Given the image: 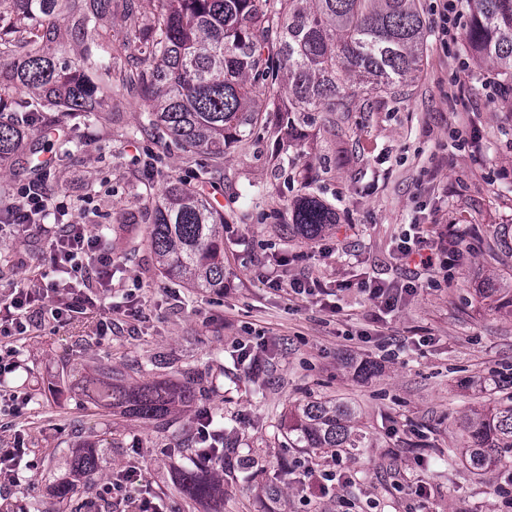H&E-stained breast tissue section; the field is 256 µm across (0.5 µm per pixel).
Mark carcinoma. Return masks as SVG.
Masks as SVG:
<instances>
[{
    "label": "carcinoma",
    "instance_id": "1",
    "mask_svg": "<svg viewBox=\"0 0 512 512\" xmlns=\"http://www.w3.org/2000/svg\"><path fill=\"white\" fill-rule=\"evenodd\" d=\"M124 22L137 33L128 68L112 66L128 44L104 27L112 0H0V166L46 171L80 147L73 132L94 124L112 136L105 99L120 88L150 102L139 132L165 151L197 163L191 180L169 181L163 198L131 213L126 224L147 225L146 243L159 274L185 288L224 287V211L209 188L224 176V154L257 129L274 125L297 139L313 112H370L404 91L424 64L429 30L420 0H123ZM465 29L467 50L512 82V0H472ZM66 21L82 51L62 63L60 23ZM26 89L27 96L13 94ZM278 118L270 119V113ZM52 132L57 150L36 161L39 143L28 131ZM336 226V212L308 193L293 207L292 232L314 240ZM480 298L494 304L511 288L488 282ZM202 377L185 372L179 384L129 385L112 375L91 377L85 389L101 409L165 429L196 397ZM357 410L347 403L308 395L288 408V443L316 454L371 447ZM463 444L448 449L475 473L512 465V395L480 401L463 417ZM188 466L177 474L185 501L224 493L212 472L213 457L232 445H191ZM95 448H76L70 478L57 488L72 504L89 500L100 468Z\"/></svg>",
    "mask_w": 512,
    "mask_h": 512
}]
</instances>
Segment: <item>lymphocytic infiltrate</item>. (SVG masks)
I'll return each mask as SVG.
<instances>
[{
	"label": "lymphocytic infiltrate",
	"instance_id": "f902f5d3",
	"mask_svg": "<svg viewBox=\"0 0 512 512\" xmlns=\"http://www.w3.org/2000/svg\"><path fill=\"white\" fill-rule=\"evenodd\" d=\"M0 211L10 217L9 223L0 225V238L14 236L21 228L34 225V216H42L38 225L49 250L50 271L54 278L52 289H64L67 299L55 300L51 314L56 322H63L85 313L93 306L96 296L112 293V255L101 247L99 236L86 225L65 221L69 212L67 202L50 199L28 185H20L11 202L0 205ZM54 216V223H46V216ZM462 236L456 231L442 234L438 240L414 234L402 239L399 253L405 261L429 270L445 264L450 247L459 246ZM43 289L16 288L0 298V372L12 371L18 366L13 348L14 340L26 333L39 313L43 302ZM142 479L138 472H117L100 489L101 495L113 496L121 512H157L152 502L142 498Z\"/></svg>",
	"mask_w": 512,
	"mask_h": 512
}]
</instances>
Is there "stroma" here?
Returning <instances> with one entry per match:
<instances>
[{"mask_svg":"<svg viewBox=\"0 0 512 512\" xmlns=\"http://www.w3.org/2000/svg\"><path fill=\"white\" fill-rule=\"evenodd\" d=\"M437 4L421 0L432 27L427 62L402 95L376 112L317 113L301 140L261 130L227 152L224 177L210 193L226 220L223 289L188 290L158 277L144 226L115 222L190 175L179 152H159L137 134L144 103L121 113L111 140L77 128L82 146L51 174L47 191L66 198L70 221L102 236L116 261L115 301L134 290L145 315L101 336L102 301L62 327L42 320L15 341L24 368L0 378V388L25 386L29 403L20 416L0 415V448L22 446L14 475L26 495L15 500L0 483V512H58L54 487L69 473L70 449L85 441L103 458L93 487L138 468L166 512H512L496 492L512 470L477 476L448 457L468 406L484 398L486 383L512 373V313L475 293L486 280L512 276V265L487 255L494 229L512 225V92L463 40H440ZM307 176L338 217L335 230L314 241L281 230ZM415 224L433 232L455 226L463 236L458 256L448 269L420 271L417 294L379 315L359 285L406 283L411 272L397 246ZM0 252L26 261L0 279V296L36 284L49 264L33 228L0 241ZM284 255L293 259L288 277L317 282L318 291L297 295L269 284ZM243 346L258 351V366L241 362ZM159 354L170 365L137 372ZM362 362L372 375L356 373ZM187 366L218 390L163 431L95 413L82 390L85 372L178 382ZM309 392L356 404L374 439L373 447L341 454L338 468L351 482L320 497L308 494L298 463L309 458L320 469L330 457L285 445V408ZM201 411L223 417L238 450L223 499L189 504L174 487L186 460L172 447L190 443ZM419 484L428 501L416 496Z\"/></svg>","mask_w":512,"mask_h":512,"instance_id":"1","label":"stroma"}]
</instances>
